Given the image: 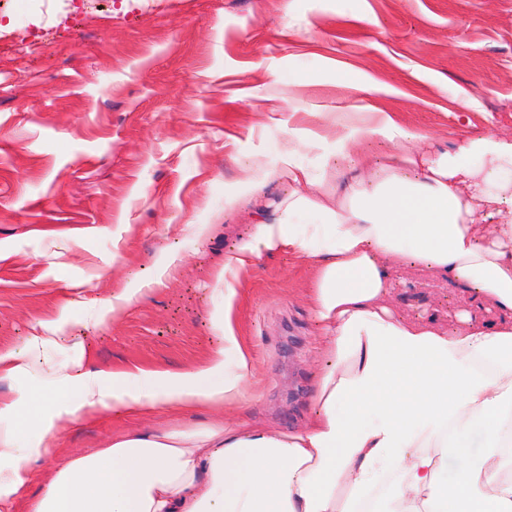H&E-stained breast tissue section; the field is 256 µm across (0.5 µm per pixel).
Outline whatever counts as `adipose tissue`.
<instances>
[{"label": "adipose tissue", "mask_w": 512, "mask_h": 512, "mask_svg": "<svg viewBox=\"0 0 512 512\" xmlns=\"http://www.w3.org/2000/svg\"><path fill=\"white\" fill-rule=\"evenodd\" d=\"M321 118L326 133L289 128L274 167L255 166L224 200L230 216L268 179L290 186L274 220L258 216L224 256L211 316L223 343L203 364L93 365L67 304L23 345H0V383L10 385L0 395V512L35 481L27 512H512V136L425 152L391 112L352 105ZM371 138L395 145L387 165L358 157ZM303 152L321 158L320 170L300 162ZM280 253L310 269L321 367L305 425L275 433L228 415L256 397L239 278ZM183 260L165 253L150 282L82 302L78 323L120 320ZM415 264L496 318L464 311L448 331L397 316L389 301ZM59 347L67 356L52 359ZM191 410L205 421L146 420ZM105 411L134 424L106 447L47 465L67 425ZM476 444L484 453L474 461Z\"/></svg>", "instance_id": "ef3b65f1"}]
</instances>
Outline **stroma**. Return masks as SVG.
I'll return each instance as SVG.
<instances>
[{"label": "stroma", "instance_id": "stroma-1", "mask_svg": "<svg viewBox=\"0 0 512 512\" xmlns=\"http://www.w3.org/2000/svg\"><path fill=\"white\" fill-rule=\"evenodd\" d=\"M0 344L18 345L63 300L108 299L154 259L184 261L118 322L84 329L97 365L187 369L220 343L214 273L267 183L224 215V195L273 164L289 125L358 102L392 112L424 146L512 135V0H0ZM378 89L361 93L358 80ZM210 224L208 240L182 231ZM70 239L51 255L56 235ZM391 305L452 328L467 302L434 272L405 270ZM309 272L288 255L245 276L237 323L257 356L241 420L291 430L310 412L319 328ZM105 412L64 428L55 459L130 427Z\"/></svg>", "mask_w": 512, "mask_h": 512}]
</instances>
